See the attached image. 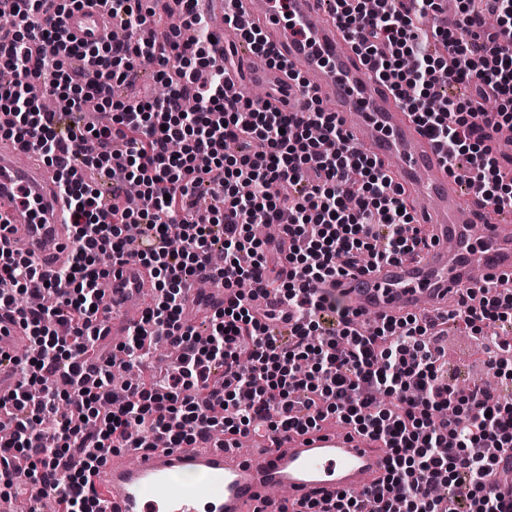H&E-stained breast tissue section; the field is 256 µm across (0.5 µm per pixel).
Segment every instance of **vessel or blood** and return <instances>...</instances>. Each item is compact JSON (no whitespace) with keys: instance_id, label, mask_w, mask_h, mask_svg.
I'll return each instance as SVG.
<instances>
[{"instance_id":"obj_1","label":"vessel or blood","mask_w":512,"mask_h":512,"mask_svg":"<svg viewBox=\"0 0 512 512\" xmlns=\"http://www.w3.org/2000/svg\"><path fill=\"white\" fill-rule=\"evenodd\" d=\"M319 0H237L238 11L258 24L279 53L338 113L354 140L388 161L395 179L414 200L418 223L430 240L420 257L351 272L325 285L329 297L363 319L400 317L447 307L487 283L512 276V224L488 220L487 205L461 204L455 181L443 169L438 148L395 97L369 78L351 39L336 21L319 17ZM219 18L221 45L238 41L223 24L224 0H201ZM65 28L81 43H95L111 30L109 14L91 0L72 9ZM251 84L265 90L260 109L300 112L305 99L288 86L284 69L249 67ZM65 197L54 168L34 150L0 136V250L18 251L51 273L68 258L71 228ZM108 309L104 335L123 336L153 296L148 270L140 263H113L102 279ZM29 344L24 326L0 314V395L13 384L11 357ZM262 452L232 440H210L187 448L138 450L134 458H113L95 480L105 512H279V490H288L296 512L313 499L335 492L355 495L373 489L384 476L385 451L376 442L345 430L320 428L306 434H256ZM191 470L195 484L179 479ZM488 491L512 500V450L502 449L486 480Z\"/></svg>"}]
</instances>
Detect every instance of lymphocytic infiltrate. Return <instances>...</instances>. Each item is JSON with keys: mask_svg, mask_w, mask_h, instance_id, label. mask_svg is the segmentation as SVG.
Instances as JSON below:
<instances>
[{"mask_svg": "<svg viewBox=\"0 0 512 512\" xmlns=\"http://www.w3.org/2000/svg\"><path fill=\"white\" fill-rule=\"evenodd\" d=\"M126 42L85 45L65 39L64 19L81 0H0V67L15 79L0 90V113L22 151L36 150L57 170L72 227L70 258L50 274L20 253H0V309L17 314L38 345L16 361L18 379L0 408L10 409L0 437V495L17 496L21 480L43 483L62 512H101L93 476L113 450L183 448L219 433L246 436L309 431L333 417L384 448L379 487L335 493L329 507L305 512H440L436 488L466 512H506L483 479L496 461L489 448H512V398L497 390L440 383L428 334L431 321L409 314L363 329L355 315L323 296L322 285L348 271L408 260L428 245L405 208L392 175L358 148L337 113L326 111L299 72L303 112L260 111L225 91L226 57L217 56L198 0H180L179 24L164 40L144 39L162 24L144 0H98ZM335 0L334 13L353 37L371 78L388 84L443 155L447 171L470 165L472 193L497 211H512V178L501 171L491 141L512 125V0H458L453 28L435 27L444 56L426 54L421 26L437 0ZM51 16L50 27L28 18ZM156 66L163 97L114 98L140 65ZM468 87L451 110L437 111L444 83ZM69 113L96 100L99 120L62 130L41 102ZM493 100V114L476 104ZM238 154L224 152L227 141ZM114 175L102 198L87 173ZM139 188L129 208L123 183ZM213 205L199 210L202 188ZM278 240L251 236V224L277 223ZM224 264L210 262L214 244ZM132 259L150 269L158 296L119 349L142 365L155 337L178 347L163 378L139 377L111 387V358L99 355L97 283L101 257ZM287 263L277 290L288 323L258 319L246 303L265 283L269 261ZM234 292L198 337L182 315L200 276ZM46 284L57 307L26 309L29 283ZM449 315L466 333L512 322V290L491 285L477 304L458 300Z\"/></svg>", "mask_w": 512, "mask_h": 512, "instance_id": "obj_1", "label": "lymphocytic infiltrate"}]
</instances>
